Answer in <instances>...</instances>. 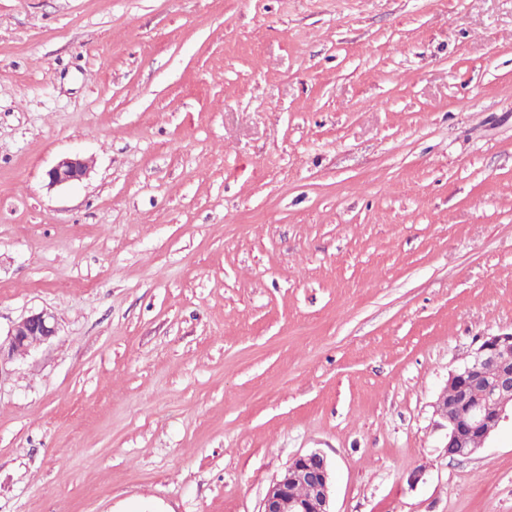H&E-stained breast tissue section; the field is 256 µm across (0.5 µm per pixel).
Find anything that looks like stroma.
I'll return each instance as SVG.
<instances>
[{"label": "stroma", "mask_w": 512, "mask_h": 512, "mask_svg": "<svg viewBox=\"0 0 512 512\" xmlns=\"http://www.w3.org/2000/svg\"><path fill=\"white\" fill-rule=\"evenodd\" d=\"M91 162L52 188L60 159ZM0 512H512L434 411L512 330V0H0ZM57 333L56 318L47 310L31 313L14 323L5 340L0 336V376L9 362L48 343ZM332 495L333 479L327 460L320 451H310L295 456L273 480L260 512H334Z\"/></svg>", "instance_id": "obj_1"}]
</instances>
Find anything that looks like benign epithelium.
Instances as JSON below:
<instances>
[{
	"label": "benign epithelium",
	"instance_id": "benign-epithelium-1",
	"mask_svg": "<svg viewBox=\"0 0 512 512\" xmlns=\"http://www.w3.org/2000/svg\"><path fill=\"white\" fill-rule=\"evenodd\" d=\"M88 162L65 157L46 172L48 185L82 180ZM58 333L55 316L41 310L14 323L0 340V375L8 363L48 343ZM447 422L448 456L468 459L478 453L502 423L512 420V331L483 336L469 359L448 373L434 402ZM332 472L325 456L310 451L293 458L268 487L261 512H333Z\"/></svg>",
	"mask_w": 512,
	"mask_h": 512
}]
</instances>
